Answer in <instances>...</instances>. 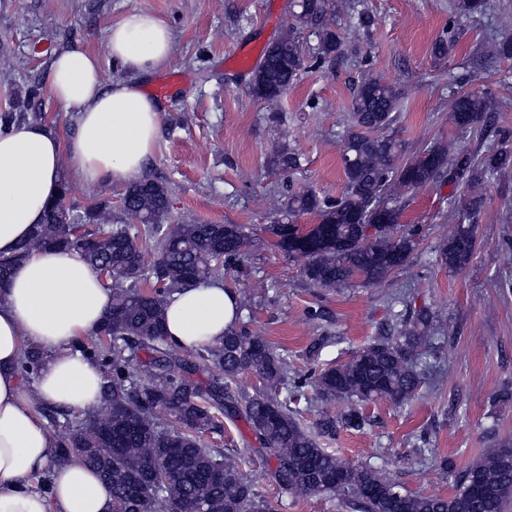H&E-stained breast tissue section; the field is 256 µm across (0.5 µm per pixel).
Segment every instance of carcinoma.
<instances>
[{"label":"carcinoma","mask_w":512,"mask_h":512,"mask_svg":"<svg viewBox=\"0 0 512 512\" xmlns=\"http://www.w3.org/2000/svg\"><path fill=\"white\" fill-rule=\"evenodd\" d=\"M490 0H450L448 35L435 43L442 55L456 43L455 20L483 14ZM345 14L355 28L368 31L372 19L359 0H293L290 21L268 44L251 70L249 91L276 102L301 72L332 66L343 54L344 38L335 17ZM317 39L305 45L302 34ZM490 58L512 56V42L487 40ZM39 85H30L0 111V132L36 117L32 102ZM499 100L489 88L457 94L449 104L462 133H497ZM402 110L401 93L381 76H366L355 88L340 144L344 174L335 195L296 188L289 181L273 187L280 199L267 230L276 246L303 259L301 274L312 288H343L354 280L376 286L406 267L415 250L416 229L402 222L403 199L441 180L454 184L450 205L456 224L441 242V263L462 270L476 246V225L486 203V189L512 168V139L479 157L460 143L434 142L404 158L393 132ZM268 166L290 177L301 156L287 141L271 147ZM309 215L314 224H299ZM88 226L87 238L73 237L72 225ZM377 225L368 235L364 225ZM253 238L243 224H180L171 215L169 187L154 178L126 186L120 217L112 220V202H92L81 209L70 202V187L48 207L43 223L10 257L0 260V285L13 266L36 248L79 251L93 267L112 268V307L94 338L76 349L100 369L101 406L68 426L59 444L58 464L73 458L95 471L112 492L113 512H265L253 487L240 474L237 459L201 447V435L223 430L222 419H241L272 461L276 485L291 494L334 496L351 512H508L512 507V441L504 439L454 479L446 495L413 493L395 478L363 463L349 461L322 447L339 427L361 430V407L377 399L397 406L412 401L423 375L441 359L435 338L426 335L431 316L420 310L414 321L388 325L344 362L319 371L285 377L288 364L264 337L241 324L224 340L194 350L168 342L164 332L167 299L182 289L242 269ZM147 360L137 364V352ZM41 353L26 348L20 370L34 379ZM202 369L217 374L202 385ZM147 384L137 382L140 374ZM251 373L265 392L250 395L237 386ZM311 388L320 401H345L338 417L326 415L306 428L288 402L273 394L283 388L305 397Z\"/></svg>","instance_id":"cac0c4a2"}]
</instances>
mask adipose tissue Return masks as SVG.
I'll return each mask as SVG.
<instances>
[{"label": "adipose tissue", "instance_id": "adipose-tissue-1", "mask_svg": "<svg viewBox=\"0 0 512 512\" xmlns=\"http://www.w3.org/2000/svg\"><path fill=\"white\" fill-rule=\"evenodd\" d=\"M105 48L122 78L105 79L97 55L82 47L50 62L49 93L76 115L68 137L43 123L0 132V256L42 223L64 172L90 186L141 179L160 114L140 80L168 61L171 29L134 9L109 26ZM111 304L99 272L68 250L33 251L0 289V512H112L111 493L94 472L76 460L56 464L58 443L40 412L44 405L75 414L98 406L102 375L75 344L102 326ZM237 304L220 282L181 289L166 305L168 340L186 349L221 342ZM29 344L45 354L32 384L19 370Z\"/></svg>", "mask_w": 512, "mask_h": 512}]
</instances>
